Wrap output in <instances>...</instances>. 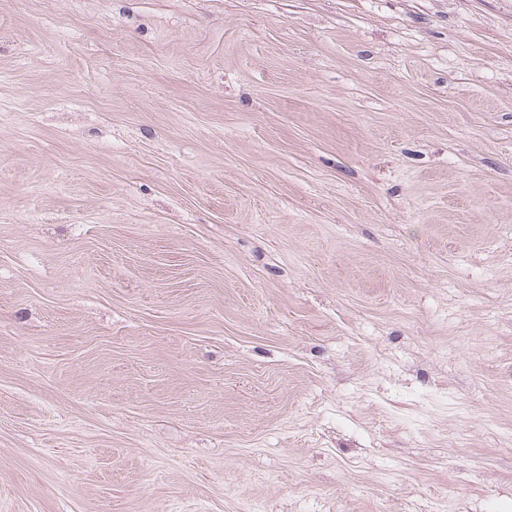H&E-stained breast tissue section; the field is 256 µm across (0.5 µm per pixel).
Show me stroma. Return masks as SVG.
Returning a JSON list of instances; mask_svg holds the SVG:
<instances>
[{
	"label": "stroma",
	"instance_id": "35a3bbf8",
	"mask_svg": "<svg viewBox=\"0 0 512 512\" xmlns=\"http://www.w3.org/2000/svg\"><path fill=\"white\" fill-rule=\"evenodd\" d=\"M0 512H512V0H0Z\"/></svg>",
	"mask_w": 512,
	"mask_h": 512
}]
</instances>
